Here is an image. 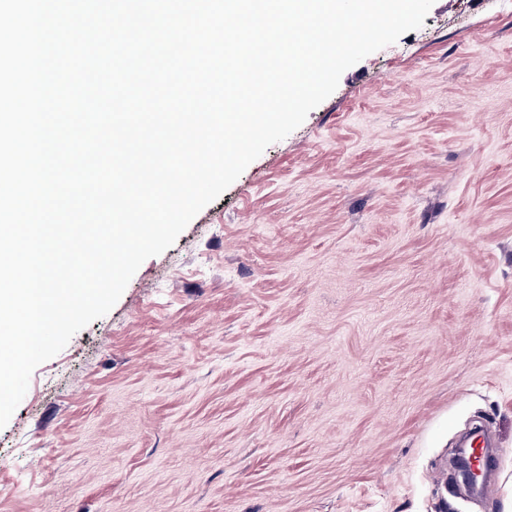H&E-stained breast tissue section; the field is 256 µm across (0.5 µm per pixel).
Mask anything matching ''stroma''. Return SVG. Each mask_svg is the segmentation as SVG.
<instances>
[{
    "instance_id": "obj_1",
    "label": "stroma",
    "mask_w": 512,
    "mask_h": 512,
    "mask_svg": "<svg viewBox=\"0 0 512 512\" xmlns=\"http://www.w3.org/2000/svg\"><path fill=\"white\" fill-rule=\"evenodd\" d=\"M0 512H512V12L435 0L145 260L0 428ZM456 477L460 479L464 490L473 493L479 488L480 473L472 464L470 453L466 448L459 447L454 460Z\"/></svg>"
}]
</instances>
